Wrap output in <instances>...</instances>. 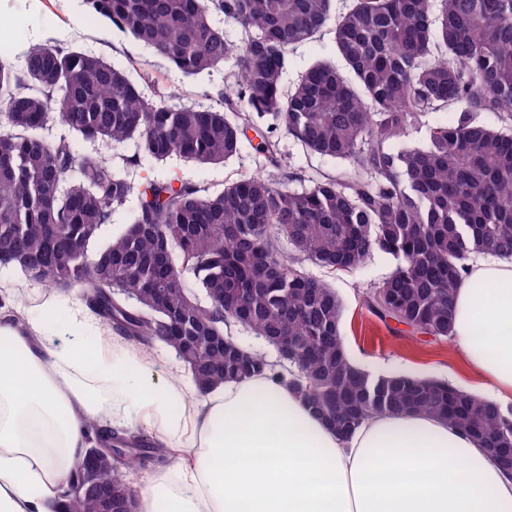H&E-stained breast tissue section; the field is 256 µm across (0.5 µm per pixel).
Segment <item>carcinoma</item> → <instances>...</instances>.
Returning <instances> with one entry per match:
<instances>
[{"instance_id":"carcinoma-1","label":"carcinoma","mask_w":512,"mask_h":512,"mask_svg":"<svg viewBox=\"0 0 512 512\" xmlns=\"http://www.w3.org/2000/svg\"><path fill=\"white\" fill-rule=\"evenodd\" d=\"M186 77L224 65L216 107L147 99L128 72L54 40L29 46L22 69L0 61V265L59 291L79 288L116 334L160 341L199 394L266 372L348 436L378 413L427 414L512 448V408L445 381L373 376L350 358L343 304L309 261L354 272L381 251L395 261L366 306L434 338L452 336L454 289L475 253L512 258V0H82ZM219 12L245 32L232 43ZM332 34L342 66L318 61L285 91L290 48ZM457 109L420 145L398 139L429 112ZM495 115L499 127L477 122ZM56 119L72 133L50 141ZM260 138L263 172L221 190L176 178L135 182L81 142H137L151 163L217 164ZM343 164L301 191L278 134ZM125 222L100 243L129 200ZM286 241L288 251L281 249ZM192 279L200 293L187 286ZM206 300H201L199 295ZM240 325L288 360L271 362L228 335ZM96 460L106 487L66 497L62 512H131L127 476L167 463L170 449L127 432Z\"/></svg>"}]
</instances>
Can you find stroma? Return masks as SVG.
Masks as SVG:
<instances>
[{
	"mask_svg": "<svg viewBox=\"0 0 512 512\" xmlns=\"http://www.w3.org/2000/svg\"><path fill=\"white\" fill-rule=\"evenodd\" d=\"M49 37L103 57L118 67L137 61L140 68L152 76L151 83L141 86L145 97L150 99L155 98L158 90L176 88L181 93L180 103L213 106L217 103L216 88L225 85L228 77L224 67L195 78L184 77L132 36L89 17L79 0H0L1 61L22 66L27 48ZM335 58L331 36L298 45L289 53L284 88H292L301 73L314 62ZM280 148L284 163L300 172L304 180H315L337 169L334 160L307 154L291 137H282ZM262 164L261 156L246 146L238 157L224 164L201 165L174 157L149 169L130 168L129 174L135 180L148 172L162 178L176 176L220 190L225 182L260 172ZM394 266L390 256L377 252L363 268L353 273L331 272L310 263L305 269L329 282L340 296L344 305L342 331L349 354L358 366L375 375L406 373L442 381L451 379L459 388L481 394L480 379L470 371L454 342L395 334L369 313L365 304L368 292L388 277ZM15 291L31 296L35 303L44 302L54 308L73 307L83 302L80 289L54 293L29 280L19 268H1L0 306L10 307L11 294Z\"/></svg>",
	"mask_w": 512,
	"mask_h": 512,
	"instance_id": "1",
	"label": "stroma"
}]
</instances>
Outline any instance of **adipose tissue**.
Returning <instances> with one entry per match:
<instances>
[{"label":"adipose tissue","mask_w":512,"mask_h":512,"mask_svg":"<svg viewBox=\"0 0 512 512\" xmlns=\"http://www.w3.org/2000/svg\"><path fill=\"white\" fill-rule=\"evenodd\" d=\"M454 305L486 400H512V262L469 263ZM134 419L188 451L135 512H512V475L435 417L375 414L344 439L270 375L201 396L96 319L0 309V512H52L98 431Z\"/></svg>","instance_id":"adipose-tissue-1"}]
</instances>
